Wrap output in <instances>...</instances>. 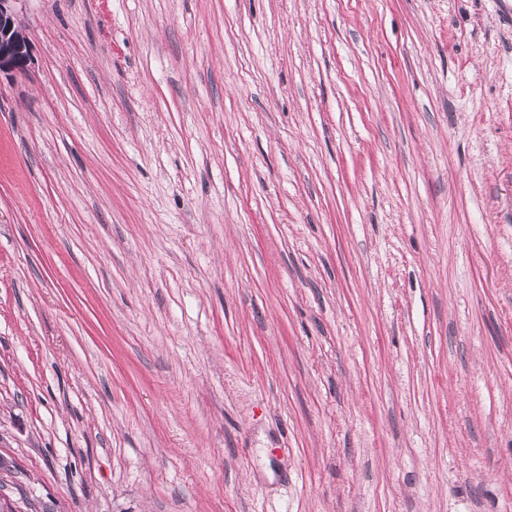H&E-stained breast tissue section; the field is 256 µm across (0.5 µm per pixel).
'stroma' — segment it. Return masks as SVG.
<instances>
[{"label": "stroma", "instance_id": "35a3bbf8", "mask_svg": "<svg viewBox=\"0 0 512 512\" xmlns=\"http://www.w3.org/2000/svg\"><path fill=\"white\" fill-rule=\"evenodd\" d=\"M21 22L0 512H512V0Z\"/></svg>", "mask_w": 512, "mask_h": 512}]
</instances>
